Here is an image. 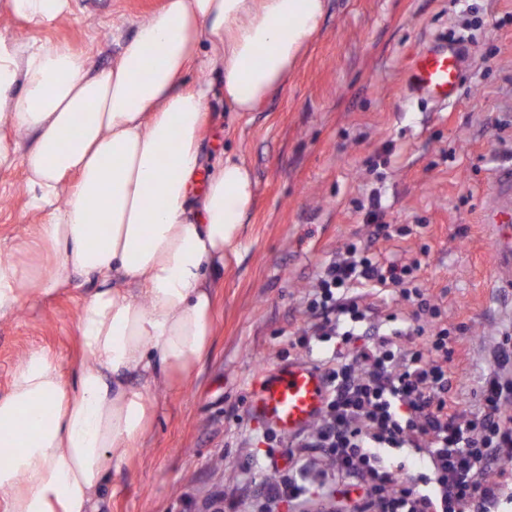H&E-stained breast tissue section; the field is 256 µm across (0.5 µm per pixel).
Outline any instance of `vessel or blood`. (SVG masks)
<instances>
[{
	"label": "vessel or blood",
	"instance_id": "b4317fda",
	"mask_svg": "<svg viewBox=\"0 0 512 512\" xmlns=\"http://www.w3.org/2000/svg\"><path fill=\"white\" fill-rule=\"evenodd\" d=\"M462 51L450 42L425 43L406 63L410 90L436 103L452 100L461 79ZM494 206L512 212V169L495 179ZM498 269L512 268V233L498 232L495 238ZM326 402V380L306 361L259 370L252 384L248 410L254 421L281 436L291 437L311 426Z\"/></svg>",
	"mask_w": 512,
	"mask_h": 512
}]
</instances>
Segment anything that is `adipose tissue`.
<instances>
[{"instance_id":"adipose-tissue-1","label":"adipose tissue","mask_w":512,"mask_h":512,"mask_svg":"<svg viewBox=\"0 0 512 512\" xmlns=\"http://www.w3.org/2000/svg\"><path fill=\"white\" fill-rule=\"evenodd\" d=\"M73 0H0L41 26ZM325 0H165L110 67L52 41L0 39V168L22 166L30 206L48 209L31 249L0 258V318L81 275L86 356L74 379L29 350L0 396V512H99L106 476L126 466L159 407L214 339V285L254 203L243 159L204 166L209 82L230 111L251 112L288 79ZM34 137L25 151L6 133Z\"/></svg>"}]
</instances>
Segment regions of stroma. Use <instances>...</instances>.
<instances>
[{
	"mask_svg": "<svg viewBox=\"0 0 512 512\" xmlns=\"http://www.w3.org/2000/svg\"><path fill=\"white\" fill-rule=\"evenodd\" d=\"M162 0H75L74 13L35 28L0 12V38L51 40L108 66ZM464 33L463 76L445 106L411 94L406 58L428 40ZM204 156L243 157L255 205L241 244L212 272L210 351L182 390L161 396L141 448L110 473L100 512H211L226 483H264L263 428L248 412L256 371L324 352L294 347L303 298L321 266L353 239L382 260L420 257L421 286L449 326H462L448 363L463 414L475 409L496 343L512 335V288L495 267L489 219L494 175L512 168V0H326L319 31L286 83L253 112L224 107L210 75ZM408 235L371 240L365 204ZM22 168L0 169V255L27 260L45 212L31 209ZM92 282L76 278L0 319V396L33 348L66 373L83 360L78 321Z\"/></svg>",
	"mask_w": 512,
	"mask_h": 512,
	"instance_id": "obj_1",
	"label": "stroma"
}]
</instances>
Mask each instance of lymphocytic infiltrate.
<instances>
[{
	"instance_id": "obj_1",
	"label": "lymphocytic infiltrate",
	"mask_w": 512,
	"mask_h": 512,
	"mask_svg": "<svg viewBox=\"0 0 512 512\" xmlns=\"http://www.w3.org/2000/svg\"><path fill=\"white\" fill-rule=\"evenodd\" d=\"M422 263L383 261L353 241L329 260L308 295L312 321L295 340L332 347L320 368L327 401L317 423L293 439L268 430L288 467L254 494L223 493L226 512H494L504 488L497 482L512 462V341L494 349L499 371L487 375L477 409L462 418L448 389L446 363L453 329L417 281ZM398 288L411 302L416 340L401 347L397 334L368 336L373 308L366 294ZM409 448L427 461L407 480L396 452Z\"/></svg>"
}]
</instances>
